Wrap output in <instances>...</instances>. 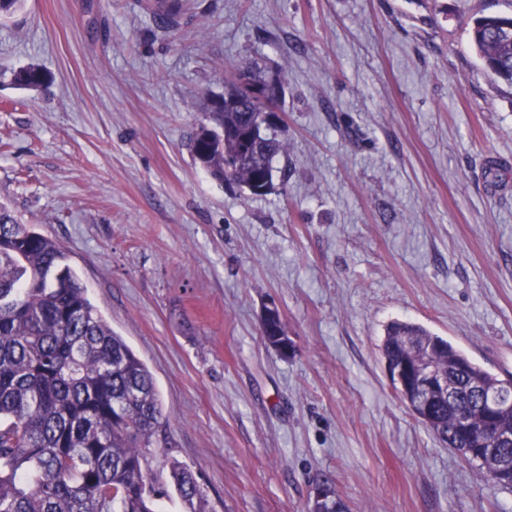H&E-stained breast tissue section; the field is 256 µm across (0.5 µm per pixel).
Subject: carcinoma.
Here are the masks:
<instances>
[{
  "mask_svg": "<svg viewBox=\"0 0 512 512\" xmlns=\"http://www.w3.org/2000/svg\"><path fill=\"white\" fill-rule=\"evenodd\" d=\"M469 41L485 69L512 84V14L476 18ZM44 81L36 66L13 74L15 86ZM211 108L216 127L193 131L186 146L216 178L248 189L273 180L286 145L263 132L259 112L233 104ZM252 133L243 147L240 138ZM433 345L437 365H458L452 401H439L426 423L438 442L480 463L488 479L512 487V441L495 445L462 431L484 422L477 379L500 378L423 327L395 320L385 329L384 360L399 363ZM167 419L151 372L106 324L67 263L63 247L0 204V512H158L173 490L186 512H210L193 472L170 463L171 488L154 484L150 448Z\"/></svg>",
  "mask_w": 512,
  "mask_h": 512,
  "instance_id": "1",
  "label": "carcinoma"
}]
</instances>
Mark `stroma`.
Masks as SVG:
<instances>
[{
	"label": "stroma",
	"mask_w": 512,
	"mask_h": 512,
	"mask_svg": "<svg viewBox=\"0 0 512 512\" xmlns=\"http://www.w3.org/2000/svg\"><path fill=\"white\" fill-rule=\"evenodd\" d=\"M512 0H26L0 20V203L58 241L152 373L149 457L211 512H512V489L440 445L397 395L395 319L512 376V85L471 48ZM285 74L286 142L257 197L185 147L240 60ZM34 65L36 89L14 71ZM280 312L292 351L265 343ZM171 489L182 499L186 512H210L193 472L177 461L170 463Z\"/></svg>",
	"instance_id": "35a3bbf8"
}]
</instances>
